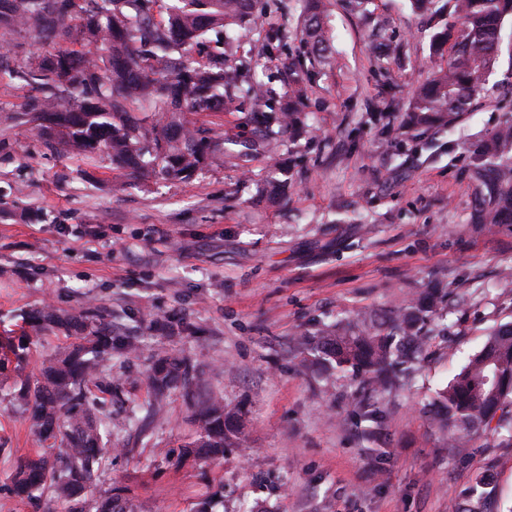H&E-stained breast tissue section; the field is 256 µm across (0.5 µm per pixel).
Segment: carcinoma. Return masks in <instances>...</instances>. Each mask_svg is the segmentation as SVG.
Masks as SVG:
<instances>
[{"mask_svg": "<svg viewBox=\"0 0 512 512\" xmlns=\"http://www.w3.org/2000/svg\"><path fill=\"white\" fill-rule=\"evenodd\" d=\"M252 0H0V27L31 31L51 50L17 62L12 75L32 91L12 119L55 151L150 170L163 180H188L224 161V136L203 118L237 101L239 77L259 65L240 56L228 69L224 53L202 42L210 29L243 18ZM299 51L310 60L331 58L328 0H301ZM413 8L440 21L436 47L451 43L448 63L430 70L413 93L410 112L418 125L451 124L471 111L498 63L502 24L512 0H411ZM453 22L446 23L447 16ZM252 121L259 129L276 123L301 126L303 79L288 101H276L257 85L248 90ZM473 173L483 195L473 223L489 229L512 223V124L503 125L475 157ZM445 291L426 295L389 312L376 323L336 326L321 336L301 334L307 351L327 373L351 372L353 411L365 433L386 455L381 435L386 417L378 396L415 371ZM29 331L0 338V374L23 375L32 336L63 331L76 338L65 352L42 361L13 399L28 413L39 443L18 460L11 491L45 512H85L96 481L105 425L102 395L118 397L123 383L112 378V312L89 304L75 313L44 306L26 315ZM157 399L179 390L192 394L201 372L189 361L169 358L147 376ZM448 445L461 447L480 433L512 446V323L496 328L448 386L432 401ZM236 415L213 397L200 410L201 432L182 455L219 464L224 449L238 444ZM95 512H130L122 489L109 488Z\"/></svg>", "mask_w": 512, "mask_h": 512, "instance_id": "1", "label": "carcinoma"}]
</instances>
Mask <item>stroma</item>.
<instances>
[{"instance_id":"1","label":"stroma","mask_w":512,"mask_h":512,"mask_svg":"<svg viewBox=\"0 0 512 512\" xmlns=\"http://www.w3.org/2000/svg\"><path fill=\"white\" fill-rule=\"evenodd\" d=\"M232 37L260 58L249 77L287 99L303 78L306 131L276 129L279 160L256 154L186 181L130 175L104 156L49 150L11 119L29 93L9 68L47 46L0 30V333L43 305L71 311L93 300L117 334L141 347L112 351L124 391L113 401L112 455L96 493L122 488L133 512H512V447L474 437L452 448L426 405L512 320V224L472 223L482 192L472 158L506 122L512 97V19L488 92L452 128L416 127L409 103L441 59L435 24L410 0H330L334 54L298 56L299 0H253ZM280 25V48L263 46ZM126 183L116 193L113 183ZM438 286L442 320L410 383L383 394L388 452L356 424L351 380L303 368L294 339L328 325L378 319ZM169 318L159 332L153 321ZM193 335H186L185 326ZM178 356L199 371L192 397L155 401L145 375ZM0 377V512H37L9 490L16 460L34 448ZM237 413L240 445L220 465L180 459L211 396ZM481 499L466 494L480 476Z\"/></svg>"}]
</instances>
